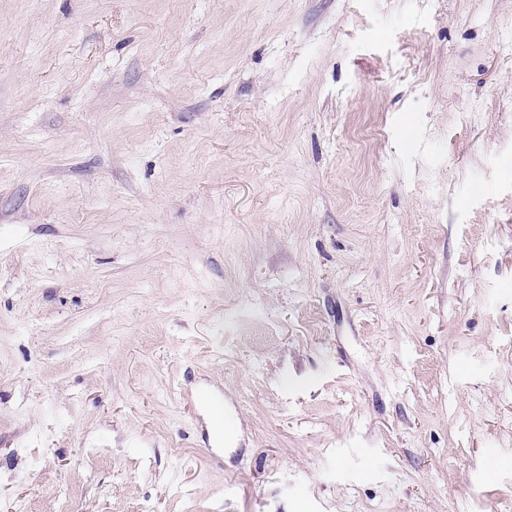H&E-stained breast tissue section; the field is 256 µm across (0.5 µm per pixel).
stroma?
<instances>
[{"mask_svg":"<svg viewBox=\"0 0 512 512\" xmlns=\"http://www.w3.org/2000/svg\"><path fill=\"white\" fill-rule=\"evenodd\" d=\"M0 512H512V0H0Z\"/></svg>","mask_w":512,"mask_h":512,"instance_id":"obj_1","label":"stroma"}]
</instances>
